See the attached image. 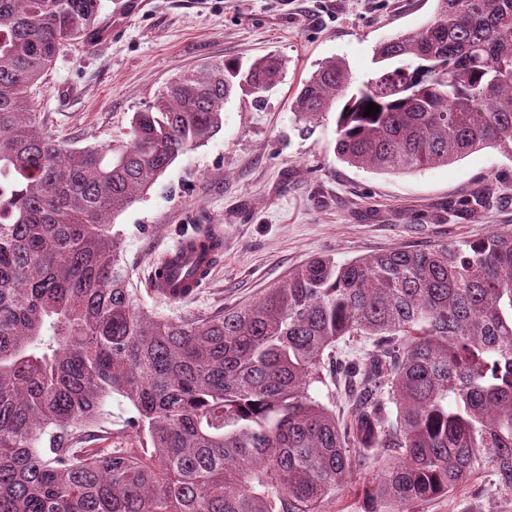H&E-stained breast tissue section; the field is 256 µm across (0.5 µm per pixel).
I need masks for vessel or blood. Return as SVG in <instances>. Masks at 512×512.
I'll use <instances>...</instances> for the list:
<instances>
[{
    "label": "vessel or blood",
    "mask_w": 512,
    "mask_h": 512,
    "mask_svg": "<svg viewBox=\"0 0 512 512\" xmlns=\"http://www.w3.org/2000/svg\"><path fill=\"white\" fill-rule=\"evenodd\" d=\"M214 268L210 251L193 241H181L153 271L150 288L162 297L184 299L197 293L210 280Z\"/></svg>",
    "instance_id": "b4317fda"
}]
</instances>
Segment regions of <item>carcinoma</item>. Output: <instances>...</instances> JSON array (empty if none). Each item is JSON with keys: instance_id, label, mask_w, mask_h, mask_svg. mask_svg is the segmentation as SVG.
<instances>
[{"instance_id": "carcinoma-1", "label": "carcinoma", "mask_w": 512, "mask_h": 512, "mask_svg": "<svg viewBox=\"0 0 512 512\" xmlns=\"http://www.w3.org/2000/svg\"><path fill=\"white\" fill-rule=\"evenodd\" d=\"M102 0H0V512H325L353 463L391 455L376 512L448 494L492 465L512 496V228L463 242L315 257L253 303L175 320L137 303L109 218L261 97L274 57L179 74L124 140L73 149L28 99L60 47L98 36ZM336 118L337 158L378 173L487 146L512 159V0H437L374 50ZM353 82L331 58L292 110L324 117ZM376 116H364L369 103ZM343 361L348 415L309 395ZM140 447L98 448L107 397Z\"/></svg>"}]
</instances>
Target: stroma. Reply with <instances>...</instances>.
Listing matches in <instances>:
<instances>
[{
	"label": "stroma",
	"instance_id": "obj_1",
	"mask_svg": "<svg viewBox=\"0 0 512 512\" xmlns=\"http://www.w3.org/2000/svg\"><path fill=\"white\" fill-rule=\"evenodd\" d=\"M118 15L101 12L99 47L59 53L31 97L47 133L72 147L120 139L133 113L149 109L177 74L210 61L249 64L272 54L285 70L262 98L234 92L224 126L180 155L139 200L112 220L136 299L177 318L254 301L270 284L314 257L345 261L401 245L463 241L512 225V160L477 150L454 163L381 174L336 157V115L315 124L291 110L301 83L319 63L344 59L355 81L375 70L380 41L416 30L436 0H140ZM203 224L224 237V258L192 298L173 302L149 291L155 263L183 232ZM136 412L106 399L102 425L137 445ZM376 465L354 472L327 512H372L363 494ZM490 465L455 490L414 504L411 512H512L495 490Z\"/></svg>",
	"mask_w": 512,
	"mask_h": 512
}]
</instances>
